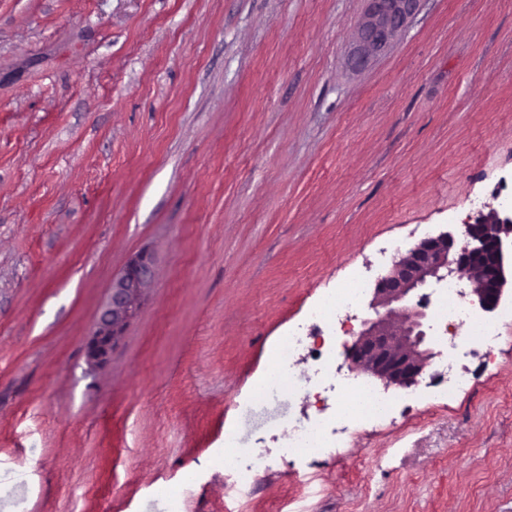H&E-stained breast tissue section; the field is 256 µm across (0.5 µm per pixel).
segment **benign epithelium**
Segmentation results:
<instances>
[{
  "mask_svg": "<svg viewBox=\"0 0 512 512\" xmlns=\"http://www.w3.org/2000/svg\"><path fill=\"white\" fill-rule=\"evenodd\" d=\"M350 64L366 67L385 52L408 26L420 0H366ZM512 272V211H479L462 235L442 231L420 240L396 258L378 278L370 308L361 322L347 360L358 373H367L401 387L419 384L435 353L425 346L430 321V295L420 290L443 286L448 277L467 275L464 295L470 305L491 313L501 303ZM153 276L152 258L138 253L112 280V293L85 343L88 361L107 363L112 347L134 319Z\"/></svg>",
  "mask_w": 512,
  "mask_h": 512,
  "instance_id": "obj_1",
  "label": "benign epithelium"
}]
</instances>
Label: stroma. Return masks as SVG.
<instances>
[{
    "instance_id": "obj_1",
    "label": "stroma",
    "mask_w": 512,
    "mask_h": 512,
    "mask_svg": "<svg viewBox=\"0 0 512 512\" xmlns=\"http://www.w3.org/2000/svg\"><path fill=\"white\" fill-rule=\"evenodd\" d=\"M365 0H0V512H512V326L447 392L367 374L348 455L282 448L225 495L239 404L383 251L512 192V0H421L351 70ZM136 317L84 341L128 260ZM152 276V258L142 252L131 257L122 274L112 280L110 299L85 343L86 356L92 365L102 366L107 363L113 345L136 316Z\"/></svg>"
}]
</instances>
